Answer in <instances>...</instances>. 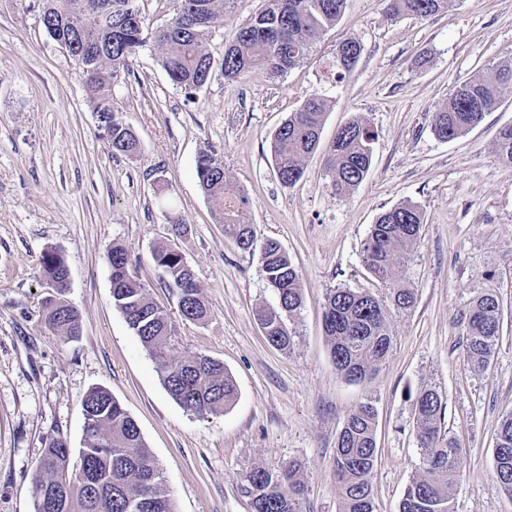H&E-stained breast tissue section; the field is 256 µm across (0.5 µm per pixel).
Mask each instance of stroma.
<instances>
[{"label": "stroma", "instance_id": "obj_1", "mask_svg": "<svg viewBox=\"0 0 512 512\" xmlns=\"http://www.w3.org/2000/svg\"><path fill=\"white\" fill-rule=\"evenodd\" d=\"M264 0H237L223 29L206 39L222 57ZM41 0H0V512H32L35 464L51 438L84 442L83 400L109 390L136 421L164 476L175 512H252L242 491L253 468L307 464L302 512H340L333 474L348 414L377 411L375 512H398L421 473L409 392L434 386L446 400L445 427L466 450V472L449 489L452 512H512L494 475L502 419L512 413V168L495 156L512 124V87L498 108L462 137L444 142L433 113L459 83L512 58V0H450L420 21L389 14L385 0H347L336 26L283 76L256 69L234 85L215 77L186 103L160 64L154 42L139 48L133 73L112 96L142 142L136 157L112 154L97 128L85 77L39 23ZM357 40L350 74L330 69L337 44ZM330 100L323 140L351 120L374 134L370 171L336 196L322 153L301 180L283 187L270 150L275 129L309 97ZM206 149L223 154L228 179L250 199L257 244L240 249L212 216L195 172ZM411 203L424 214L402 275L417 290L411 310L391 312L393 346L368 382L336 371L324 331L328 289L383 294L364 269L361 242L384 210ZM182 229H175V221ZM277 239L299 272L303 306L290 350L271 346L256 319L277 306L261 270L260 243ZM178 248L195 272L211 316L184 320L154 261ZM130 256L174 332L165 358L151 355L112 303L113 247ZM63 255L65 300L80 313L68 339L42 324L50 290L45 250ZM502 308L489 363L465 356L461 319L482 293ZM205 354L223 362L238 396L224 412L193 414L163 388V363Z\"/></svg>", "mask_w": 512, "mask_h": 512}]
</instances>
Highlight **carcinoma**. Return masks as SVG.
Listing matches in <instances>:
<instances>
[{"label": "carcinoma", "instance_id": "obj_1", "mask_svg": "<svg viewBox=\"0 0 512 512\" xmlns=\"http://www.w3.org/2000/svg\"><path fill=\"white\" fill-rule=\"evenodd\" d=\"M173 16L162 28L149 30L134 0H42L40 23L81 67L95 105V115L105 118L112 153L134 157L141 141L112 102V85L121 74L133 71L136 51L148 39L161 48V66L170 81L184 93L185 101L199 103V93L210 83L215 67L231 84L260 67L273 78L300 64L320 34L336 25L346 0H265L266 7L240 27L225 47L220 63L206 51L204 36L224 28L227 7L234 0H172ZM395 16L428 19L446 9L448 0H387ZM362 48L346 39L336 48V78L355 67ZM512 85V59L456 87L446 104L433 113L431 130L440 140L457 139L480 125L495 111L504 87ZM329 100L311 97L276 129L271 140L275 173L285 188L303 176L304 161L322 151L336 195L346 197L363 181L372 164L373 133L352 120L339 127L331 141L322 133ZM498 159L512 168V125L500 129ZM196 176L213 203L215 220L224 235L248 250L255 231L246 219L248 196L226 178L224 157L214 150L196 159ZM424 224L421 210L410 203L383 212L370 226L361 245V261L380 284L385 296L333 288L325 297L324 329L336 370L347 380L362 383L385 362L392 347L389 309L410 310L416 289L396 283V269L405 265L408 248ZM167 285L176 291L180 315L203 323L210 308L200 294L196 277L174 247L154 251ZM111 291L115 307L141 344L154 356L173 335L168 314L148 296L137 281L128 253L114 247L109 255ZM262 272L278 298V308L256 312L268 342L286 351L293 333L287 320L302 307V285L280 242L269 238L262 247ZM47 285L56 297L46 301L45 327L56 335L73 338L80 333L79 312L60 295L66 290L68 267L51 249L40 260ZM462 319L466 324V357L475 367H485L501 327L499 297L488 292L478 297ZM159 377L169 396L185 410L217 414L233 404L238 391L224 364L197 354L161 368ZM416 439L423 475L409 484L399 512H451L448 490L460 480L466 452L444 429L446 402L437 389L415 391ZM83 447L75 450L56 438L43 449L34 468L36 496L33 512H174L162 485L159 463L144 441L135 420L103 387L89 390L83 400ZM377 456L376 414L369 403L347 417L338 437L334 474L341 512H374L371 474ZM495 474L500 486L512 493V414L500 423L494 450ZM306 463L290 460L279 470L257 467L244 478V492L253 512H301L305 494Z\"/></svg>", "mask_w": 512, "mask_h": 512}]
</instances>
